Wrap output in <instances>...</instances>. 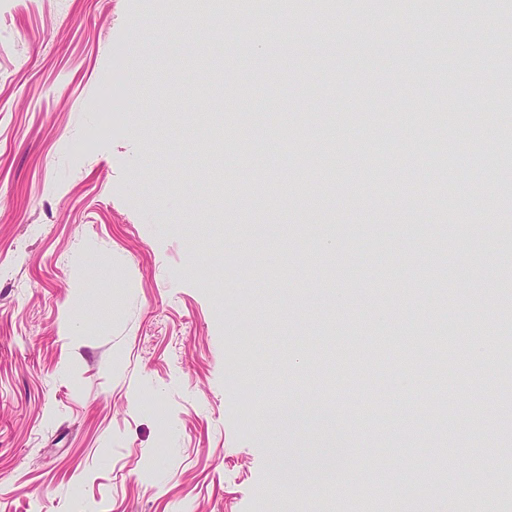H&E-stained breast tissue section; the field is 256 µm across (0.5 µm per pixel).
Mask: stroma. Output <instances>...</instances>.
<instances>
[{
  "label": "stroma",
  "instance_id": "1",
  "mask_svg": "<svg viewBox=\"0 0 512 512\" xmlns=\"http://www.w3.org/2000/svg\"><path fill=\"white\" fill-rule=\"evenodd\" d=\"M181 6L0 0V512H372L379 476L453 512L472 467L512 512V387L491 356L512 336V164H487L512 136V0H419L397 26L309 0L225 14L219 41L207 19L164 37L156 17ZM203 48L224 67L220 151L188 119L209 108L190 95ZM456 101L467 127L415 141L481 156L494 194L402 158L414 113ZM442 198L467 204L465 237ZM443 324L466 374L438 415V362L400 364ZM286 393L335 409L359 483L314 467L313 425L264 429Z\"/></svg>",
  "mask_w": 512,
  "mask_h": 512
}]
</instances>
